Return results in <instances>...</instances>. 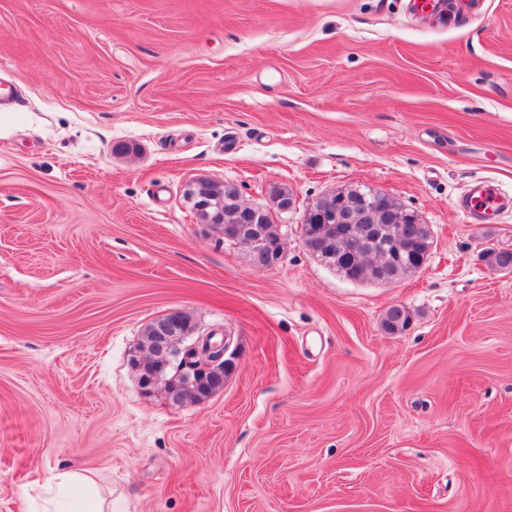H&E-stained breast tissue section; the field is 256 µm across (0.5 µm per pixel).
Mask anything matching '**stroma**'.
Listing matches in <instances>:
<instances>
[{
	"mask_svg": "<svg viewBox=\"0 0 512 512\" xmlns=\"http://www.w3.org/2000/svg\"><path fill=\"white\" fill-rule=\"evenodd\" d=\"M0 0V512L90 469L119 512H512V0ZM268 204L257 269L183 198ZM509 205L480 224L479 182ZM352 185L430 224L418 273L352 282L302 244ZM393 305L411 321L380 326ZM186 312L229 336L221 392L132 364ZM410 321L408 311L404 306H390L381 320V327L386 333L397 334L405 330Z\"/></svg>",
	"mask_w": 512,
	"mask_h": 512,
	"instance_id": "35a3bbf8",
	"label": "stroma"
}]
</instances>
